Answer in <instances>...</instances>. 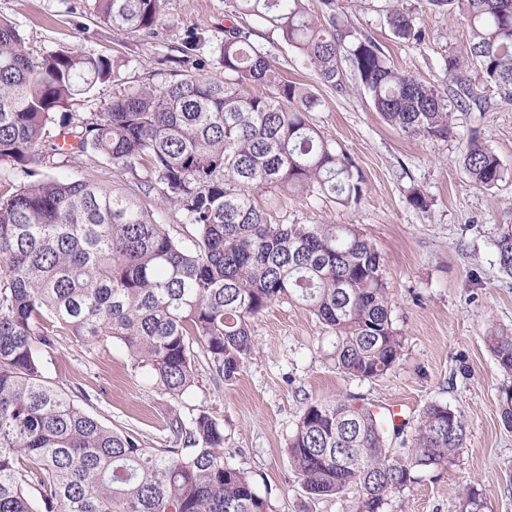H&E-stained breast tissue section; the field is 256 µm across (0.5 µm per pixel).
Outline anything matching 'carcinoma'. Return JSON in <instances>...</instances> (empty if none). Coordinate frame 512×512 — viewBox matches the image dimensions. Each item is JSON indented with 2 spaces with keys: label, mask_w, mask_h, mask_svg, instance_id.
<instances>
[{
  "label": "carcinoma",
  "mask_w": 512,
  "mask_h": 512,
  "mask_svg": "<svg viewBox=\"0 0 512 512\" xmlns=\"http://www.w3.org/2000/svg\"><path fill=\"white\" fill-rule=\"evenodd\" d=\"M165 0H94L114 28L151 32ZM467 23L465 50L448 54V89L458 108L483 109L466 70L512 105V0H429ZM224 27V79L195 74L159 89L113 97L108 110L73 122L70 151L95 153L158 191L183 214L193 247L127 189L38 175V151L55 111L77 92L114 76V64L78 52L34 56L0 19V158L37 180L0 195V512H266L248 472L224 466L221 423L201 412L167 423L171 443L146 446L134 430L110 429L47 384L42 353L57 330L123 344L172 397L196 383L200 344L212 369L236 378L254 348L252 320L271 304L304 306L336 335L341 372L378 377L400 358L383 264L355 224H270L254 194L280 187L344 206L360 201L361 177L311 124L315 105L282 77L239 22L255 17L342 92L341 61L391 126L446 138L448 104L434 87L393 68L370 36L356 37L324 0L329 22L303 0H234ZM396 37L421 40L408 14L387 16ZM272 85L268 95L259 87ZM462 166L489 189L504 177L499 158L471 139ZM500 270L512 276V228L496 239ZM512 376V333L488 337ZM466 424L448 405L423 411L414 442L390 466L382 423L369 406L344 400L309 405L288 444L290 464L311 497L353 487L360 512H383L387 497L418 470H442L463 449ZM468 491L462 512H485Z\"/></svg>",
  "instance_id": "cac0c4a2"
}]
</instances>
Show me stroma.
<instances>
[{
	"mask_svg": "<svg viewBox=\"0 0 512 512\" xmlns=\"http://www.w3.org/2000/svg\"><path fill=\"white\" fill-rule=\"evenodd\" d=\"M231 3L167 0L149 33L101 22L93 0H0V19L16 26L36 55L74 49L113 62L115 78L96 82L65 108L87 118L106 111L120 89L159 88L184 74L223 78L221 46ZM395 5L424 30L422 41L395 37L386 21ZM338 6L354 34L373 37L391 65L447 91L448 55L469 39L457 13L428 0H339ZM247 23L280 72L317 97L311 123L363 178L360 202L348 207L332 198L260 189L267 221L361 228L382 258L391 318L403 340L399 361L374 379L350 377L331 357L334 334L304 307L276 302L253 320L255 348L233 380L219 377L202 358L196 385L174 398L135 366L121 343L87 342L66 332L43 355L45 380L107 427L138 430L154 447L166 439L171 416L189 423L209 413L224 428L225 466L252 475L267 512H356L357 489L310 498L290 466L288 442L311 403L400 404L405 421L388 435L393 452L411 440L428 404H444L467 423L463 451L445 469L416 472L409 487L389 496L384 512H461L472 488L486 499L487 512H512V428L500 414L512 379L488 347L492 331L512 332V277L500 272L494 247L512 227V106L455 108L448 137H413L385 123L352 72L344 74L347 92L334 91L277 31L253 17ZM196 35L202 48L183 57L185 41ZM59 130L50 124L40 146L45 173L134 188L131 174L98 154H54ZM472 138L504 168L494 188L476 187L463 169L461 152ZM416 193L426 208L412 204Z\"/></svg>",
	"mask_w": 512,
	"mask_h": 512,
	"instance_id": "obj_1",
	"label": "stroma"
}]
</instances>
